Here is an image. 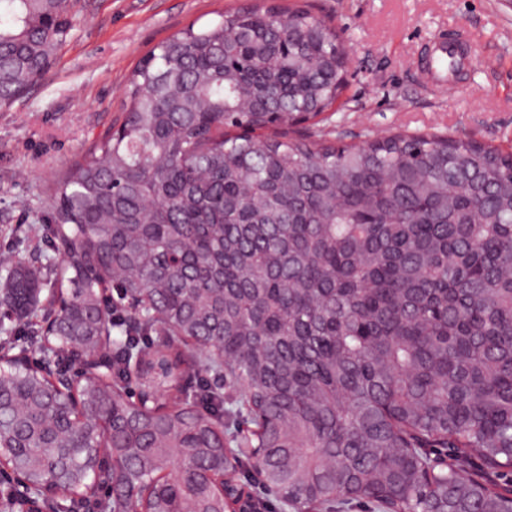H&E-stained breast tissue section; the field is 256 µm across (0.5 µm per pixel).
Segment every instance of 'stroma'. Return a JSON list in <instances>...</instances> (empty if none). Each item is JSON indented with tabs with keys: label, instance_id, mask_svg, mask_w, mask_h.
Segmentation results:
<instances>
[{
	"label": "stroma",
	"instance_id": "obj_1",
	"mask_svg": "<svg viewBox=\"0 0 512 512\" xmlns=\"http://www.w3.org/2000/svg\"><path fill=\"white\" fill-rule=\"evenodd\" d=\"M250 0H79L52 67L0 108V254L36 265L47 188L121 111L131 73L159 42ZM329 18L350 50L342 107L302 131L355 144L394 130L446 131L512 146V0H306ZM464 27L475 47L455 91L427 87L423 45L440 29Z\"/></svg>",
	"mask_w": 512,
	"mask_h": 512
}]
</instances>
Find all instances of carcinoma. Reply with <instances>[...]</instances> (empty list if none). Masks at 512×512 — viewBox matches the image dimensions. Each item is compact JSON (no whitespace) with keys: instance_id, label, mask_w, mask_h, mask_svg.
Segmentation results:
<instances>
[{"instance_id":"carcinoma-1","label":"carcinoma","mask_w":512,"mask_h":512,"mask_svg":"<svg viewBox=\"0 0 512 512\" xmlns=\"http://www.w3.org/2000/svg\"><path fill=\"white\" fill-rule=\"evenodd\" d=\"M76 3L0 0V108L53 63ZM348 63L307 6L273 4L137 65L118 128L53 183L40 241L58 261L0 258V314L49 357L109 361L59 387L5 343L0 472L26 489L10 507L78 512L105 487L108 512H228L213 476L234 443L299 510L512 512V483L464 466L512 476V153L298 134L299 115L336 105ZM200 371L236 389L246 432L229 431L224 393L185 395ZM133 384L160 401L135 403Z\"/></svg>"}]
</instances>
